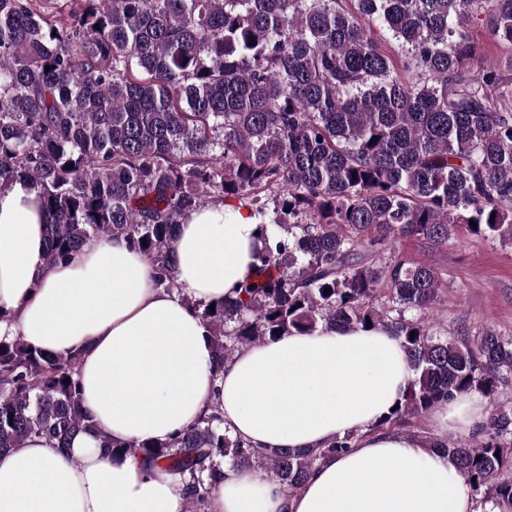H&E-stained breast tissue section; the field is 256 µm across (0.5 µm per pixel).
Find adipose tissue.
Listing matches in <instances>:
<instances>
[{
	"mask_svg": "<svg viewBox=\"0 0 512 512\" xmlns=\"http://www.w3.org/2000/svg\"><path fill=\"white\" fill-rule=\"evenodd\" d=\"M39 191L0 188V340L80 354L83 407L114 442L169 440L221 401L224 428L253 448H314L357 434L317 465L294 497L253 470L217 480L209 512H476L457 462L415 435L376 425L413 378L400 340L380 327L294 333L217 365L198 304L254 278L257 220L208 205L179 226V288H155L149 259L104 236L47 264ZM441 433H473L486 416L463 395L434 410ZM188 480L163 462L102 455L82 434L69 455L43 437L0 458V512H185Z\"/></svg>",
	"mask_w": 512,
	"mask_h": 512,
	"instance_id": "adipose-tissue-1",
	"label": "adipose tissue"
}]
</instances>
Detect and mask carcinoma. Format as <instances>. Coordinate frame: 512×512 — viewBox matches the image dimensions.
Masks as SVG:
<instances>
[{
    "mask_svg": "<svg viewBox=\"0 0 512 512\" xmlns=\"http://www.w3.org/2000/svg\"><path fill=\"white\" fill-rule=\"evenodd\" d=\"M479 14L511 48L512 0H0V186L39 189L48 263L120 234L167 291L176 228L208 203L249 208L257 277L200 307L216 360L294 331L390 330L414 377L376 428L457 393L489 400L480 431L434 445L481 512H512V407L496 405L512 339L434 332L439 273L397 255L403 239L439 246L472 221L512 245V79H470ZM79 359L0 340V457L35 436L66 454L95 431ZM223 423L216 401L168 442L97 438L106 456L189 475L191 512H206L223 464L291 496L355 441L259 453Z\"/></svg>",
    "mask_w": 512,
    "mask_h": 512,
    "instance_id": "1",
    "label": "carcinoma"
}]
</instances>
